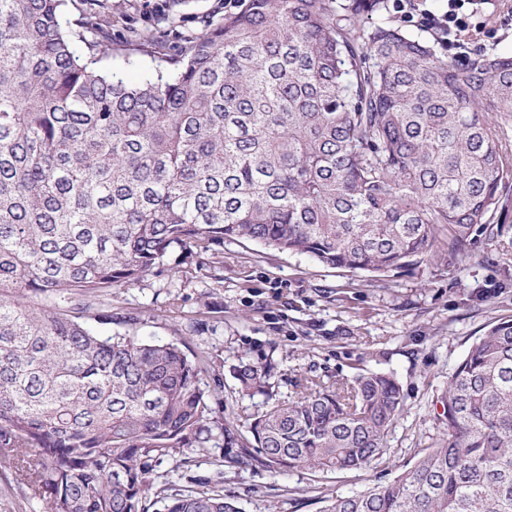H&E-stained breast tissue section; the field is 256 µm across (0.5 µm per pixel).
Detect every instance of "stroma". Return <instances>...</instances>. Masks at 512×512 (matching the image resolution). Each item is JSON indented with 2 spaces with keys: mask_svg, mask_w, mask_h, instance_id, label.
<instances>
[{
  "mask_svg": "<svg viewBox=\"0 0 512 512\" xmlns=\"http://www.w3.org/2000/svg\"><path fill=\"white\" fill-rule=\"evenodd\" d=\"M100 5L112 10L116 41L129 28H153L164 13L178 11L179 31L161 36L171 48L198 17L225 14L224 0ZM471 8L469 34L461 45L445 47V54L465 59L480 50L512 52V0H473ZM498 222L499 236L479 240L466 262L442 255L412 274L373 277L241 239L220 246V280L211 279L210 269L194 267L185 278L151 275L134 287L113 289V313L141 315V335L181 336L188 355L210 364L204 382L222 374L224 415L240 424L262 409L261 398L238 394L229 373L246 350L274 348V380L284 398L306 377L334 384L371 372L393 375L404 394L386 453L365 469L279 475L227 466L221 448H192L184 450L170 481L196 490L218 474L241 512H322L326 498L391 481L412 466L418 452L448 430L437 418L436 399L449 375L486 325L512 318V212Z\"/></svg>",
  "mask_w": 512,
  "mask_h": 512,
  "instance_id": "stroma-1",
  "label": "stroma"
}]
</instances>
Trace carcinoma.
Segmentation results:
<instances>
[{
	"label": "carcinoma",
	"instance_id": "carcinoma-1",
	"mask_svg": "<svg viewBox=\"0 0 512 512\" xmlns=\"http://www.w3.org/2000/svg\"><path fill=\"white\" fill-rule=\"evenodd\" d=\"M68 0H0V465L43 512H148L188 448L287 474L361 470L386 451L397 380L307 378L283 401L274 350L231 367L263 399L224 420L183 341L146 340L112 289L175 276L177 248L219 270L249 239L336 268L463 262L499 234L512 181V53L460 61L391 24L387 0H249L174 53L121 43ZM147 56L127 81L102 65ZM127 327L112 332V325ZM437 403L448 432L392 481L323 512H512V319L486 326ZM160 512H241L221 481L160 483Z\"/></svg>",
	"mask_w": 512,
	"mask_h": 512
}]
</instances>
